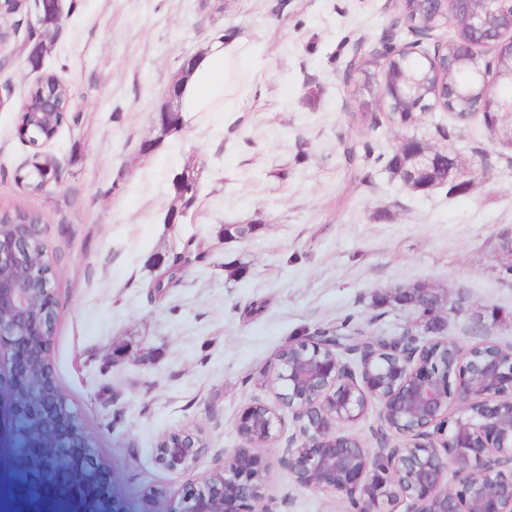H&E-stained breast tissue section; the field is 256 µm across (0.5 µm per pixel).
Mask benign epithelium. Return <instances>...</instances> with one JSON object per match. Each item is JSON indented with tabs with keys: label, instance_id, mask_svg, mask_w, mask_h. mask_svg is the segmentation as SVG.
Returning a JSON list of instances; mask_svg holds the SVG:
<instances>
[{
	"label": "benign epithelium",
	"instance_id": "1",
	"mask_svg": "<svg viewBox=\"0 0 512 512\" xmlns=\"http://www.w3.org/2000/svg\"><path fill=\"white\" fill-rule=\"evenodd\" d=\"M65 0H36L55 15L52 29L30 30L28 67L42 62L47 41L60 29ZM413 6L402 14L417 40L396 47L391 40L374 53L382 73L380 94L388 106L413 102L428 77L442 81L443 46L418 63L412 54L433 37L439 25H456L467 13L470 39L452 42L458 70L479 80L483 105L475 114L494 113L496 141L512 149V101L485 107L494 96V80L512 81V0H401ZM180 83L166 91V103L154 121L162 131L181 124ZM71 98L43 93L42 115L62 123ZM404 138L399 149L421 169L439 166L446 181L474 178L448 146L412 150ZM31 185L42 188L57 175L48 161L35 163ZM38 224L0 220V397L15 406L26 432L27 456L80 489L84 512H108L94 476L110 464L94 451L85 429L67 413L66 394L53 373L50 345L55 312L37 310L30 288V241ZM411 307L435 312L432 288H419ZM459 344L441 337L424 343L413 336L389 342L369 337L346 344L328 336L288 346L276 356L277 403L253 401L235 422L242 445L224 451V459L201 482L187 483L168 499L157 489L143 498L144 512H263L265 468L250 452L280 441L282 411L299 423V437L288 439L281 462L298 485L331 490L354 501L356 512H512V354L507 357L460 352L450 360L444 350ZM356 356L353 368L345 356ZM465 403L448 418L451 404ZM380 404L381 431L387 435L369 448L346 435L342 425L361 418L369 403ZM205 443L200 434L174 430L156 448L159 463L172 473L189 471Z\"/></svg>",
	"mask_w": 512,
	"mask_h": 512
}]
</instances>
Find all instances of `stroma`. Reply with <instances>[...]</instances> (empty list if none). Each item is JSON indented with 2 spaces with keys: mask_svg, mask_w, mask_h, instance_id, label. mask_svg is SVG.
<instances>
[{
  "mask_svg": "<svg viewBox=\"0 0 512 512\" xmlns=\"http://www.w3.org/2000/svg\"><path fill=\"white\" fill-rule=\"evenodd\" d=\"M38 15L28 0L0 43V213L41 219L57 272L54 375L112 467L100 492L115 512H136L150 488L176 493L240 447L237 416L250 401L274 403L270 368L288 344L342 325L512 347V255L497 248L512 236V149L478 116L461 123L436 109L390 126L378 84L345 77L353 52L371 56L387 31L412 42L395 0H65L34 71L24 44ZM234 32L265 60L239 124L199 112L160 132L153 116L184 60ZM49 74L74 98L35 147L19 133L21 104ZM407 136L452 148L478 176L455 194L406 188L384 157ZM36 154L59 172L40 190L18 179ZM188 168L199 192L185 208L172 180ZM250 223L246 239L222 233ZM178 254L177 283L157 293ZM416 283L436 285L455 312L435 327L418 317L401 302ZM181 428L205 438L186 475L155 452ZM0 433L12 441L0 450L11 501L30 465L6 402ZM258 454L268 512H353L348 499L293 482L280 449Z\"/></svg>",
  "mask_w": 512,
  "mask_h": 512,
  "instance_id": "stroma-1",
  "label": "stroma"
}]
</instances>
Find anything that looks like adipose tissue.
Listing matches in <instances>:
<instances>
[{
  "label": "adipose tissue",
  "instance_id": "adipose-tissue-1",
  "mask_svg": "<svg viewBox=\"0 0 512 512\" xmlns=\"http://www.w3.org/2000/svg\"><path fill=\"white\" fill-rule=\"evenodd\" d=\"M263 68L264 60L255 43L234 34L216 37L207 51L195 58L181 86L182 116L221 112L234 118L255 92Z\"/></svg>",
  "mask_w": 512,
  "mask_h": 512
}]
</instances>
